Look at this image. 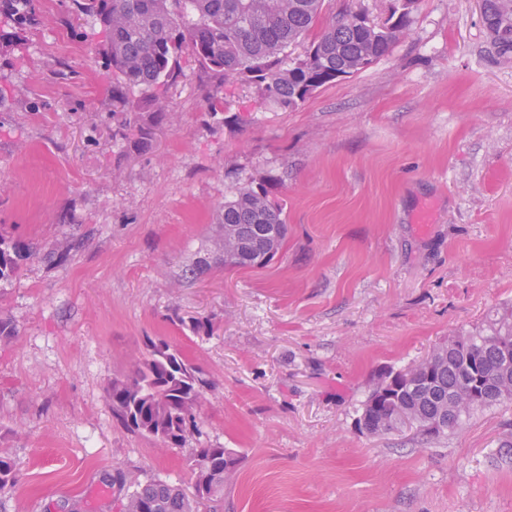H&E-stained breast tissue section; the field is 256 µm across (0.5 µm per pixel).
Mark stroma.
Instances as JSON below:
<instances>
[{
	"label": "stroma",
	"mask_w": 512,
	"mask_h": 512,
	"mask_svg": "<svg viewBox=\"0 0 512 512\" xmlns=\"http://www.w3.org/2000/svg\"><path fill=\"white\" fill-rule=\"evenodd\" d=\"M0 33V238L34 250L0 281L6 512H118L128 472L190 482L185 449L112 413L148 336L212 383L193 445L239 459L219 512H512V403L429 441L355 426L378 374L512 307V55L476 0H419L385 56L287 111L183 53L141 151L112 138L97 20L38 0ZM266 175L283 246L224 268L220 207Z\"/></svg>",
	"instance_id": "1"
}]
</instances>
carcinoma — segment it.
Wrapping results in <instances>:
<instances>
[{
	"label": "carcinoma",
	"mask_w": 512,
	"mask_h": 512,
	"mask_svg": "<svg viewBox=\"0 0 512 512\" xmlns=\"http://www.w3.org/2000/svg\"><path fill=\"white\" fill-rule=\"evenodd\" d=\"M80 12L100 20L109 31L112 99L123 106L112 136L147 147L159 124L163 105L152 93L178 74L179 59L191 53L205 69L226 79L257 83L264 96L282 110L298 107L324 85L351 76L385 55L409 29L418 0H393L388 15L372 23L362 12L347 11L331 19L309 41L305 54L289 58L319 21L325 0H75ZM484 22L495 52L512 54V0H484ZM16 29L23 31L36 15V0H0ZM139 90L134 101L129 93ZM275 179L262 177L238 189L221 206L222 253L226 268H258L282 248L287 224L275 199ZM29 246L0 241V280L15 275L29 259ZM512 344V311L476 332L454 336L413 365L381 376L393 378L380 402L362 404L359 430L380 436L410 429L438 437L461 428L475 413L512 402L497 380L482 377L495 366L499 345ZM146 352L130 373L112 381V412L130 432L182 448L200 432L199 407L211 382L163 340L146 337ZM474 390L475 398L459 409L453 423L448 394ZM193 473L189 486L166 479L122 477L127 487L120 512H217L224 499V477L238 459L226 448H189ZM15 482L10 450L0 448V491Z\"/></svg>",
	"instance_id": "cac0c4a2"
}]
</instances>
